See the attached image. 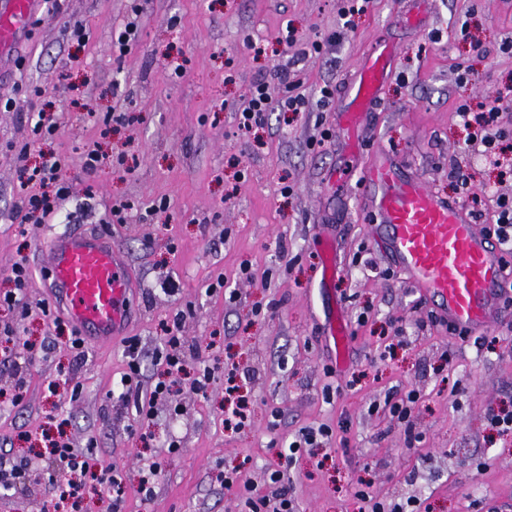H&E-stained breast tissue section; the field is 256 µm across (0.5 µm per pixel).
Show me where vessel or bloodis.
<instances>
[{"label":"vessel or blood","mask_w":512,"mask_h":512,"mask_svg":"<svg viewBox=\"0 0 512 512\" xmlns=\"http://www.w3.org/2000/svg\"><path fill=\"white\" fill-rule=\"evenodd\" d=\"M38 0H0V51L9 50ZM393 52L375 47L350 88L346 131H358L378 96ZM372 195V240L415 287L435 297L449 324L476 334L502 321L500 255L477 229L467 209L435 197L424 186L398 176L387 158L368 170ZM47 289L82 334L109 344L125 336L132 320L136 284L121 248L109 234L69 229L45 243Z\"/></svg>","instance_id":"b4317fda"}]
</instances>
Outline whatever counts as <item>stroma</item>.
<instances>
[{"label":"stroma","instance_id":"1","mask_svg":"<svg viewBox=\"0 0 512 512\" xmlns=\"http://www.w3.org/2000/svg\"><path fill=\"white\" fill-rule=\"evenodd\" d=\"M409 3L373 0L334 42L338 0H60L56 14L45 0L15 60L0 65V98L16 100L14 111L0 112V291L12 288L11 265L25 257L34 308L11 323L21 339L52 349L30 367L16 406L12 366L0 356V450L48 467L41 432L59 414L75 447L96 438L95 463L122 469V512H233L237 492L225 489V471L240 469L254 494H269L268 472L289 440L345 418V440L304 452L290 471L301 512H359L353 488L360 479L381 498L420 497L427 512H472L476 500L484 512H512V434H497L485 416L488 406L512 404V319L491 328L499 339L493 352L483 334L454 335L375 248L360 190L382 151L437 197L470 206L478 226L491 223L497 197H512V174L485 163L456 115L462 102L480 108L512 79V50L501 47L512 38V0H425L422 29L400 21ZM75 22L84 41L65 32ZM288 25L300 37L295 51L323 43L322 55L302 64L303 92L318 98L328 83L335 97L324 109L270 113L241 135L235 112L254 81L287 63L278 36ZM250 41L262 55L247 50ZM377 41L392 46L394 68L353 141L339 124L346 80ZM462 64L473 82H458ZM36 86L58 90V130L47 141L33 139L43 106ZM23 147L31 164L50 151L61 156L70 188L57 214L24 237L16 174ZM90 149L109 158L92 175L82 170ZM456 166L471 173V194L458 192ZM285 185L291 194H282ZM121 203L131 210L118 224L111 211ZM68 228L108 231L124 251L137 283L129 333L144 348L145 382L161 371L155 352L165 323L192 308L182 324L186 361L249 370V427L225 435L220 379L207 394L186 390L158 402L148 419L115 406L126 370L121 345L89 343L76 354L36 308L48 296L41 244ZM244 263L252 277L240 284ZM220 277L238 285L236 301L208 293ZM168 280L175 293L163 292ZM273 300V315H255ZM333 311L351 336L342 359L327 333ZM396 322L404 336L391 357L379 359L380 339L393 335ZM59 375L82 383L77 400L49 390ZM329 384L342 387L330 400ZM393 386L421 395L413 413L421 444L408 445L403 427L371 410ZM147 458L164 465L148 497L139 490Z\"/></svg>","mask_w":512,"mask_h":512}]
</instances>
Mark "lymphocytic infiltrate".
I'll use <instances>...</instances> for the list:
<instances>
[{
	"label": "lymphocytic infiltrate",
	"mask_w": 512,
	"mask_h": 512,
	"mask_svg": "<svg viewBox=\"0 0 512 512\" xmlns=\"http://www.w3.org/2000/svg\"><path fill=\"white\" fill-rule=\"evenodd\" d=\"M304 57V56H303ZM295 56L287 67H273L269 77L257 79L251 85L245 105L238 111V128L243 133H251L259 126L267 113L307 112L312 106L327 107L335 95L332 85L319 89L318 100H311L302 92V83L292 77V67L303 61ZM276 79L283 86L280 99L274 100L268 94L269 79ZM512 104V85L498 89L484 111H472L469 105H460L457 116L462 125L470 129L473 139L479 140L486 163L501 166L500 142L507 137L505 131L497 125V114L502 107ZM62 165L55 154L43 156L41 163L19 168V189L25 194L26 213L24 222L39 224L54 216L68 194V188L61 180ZM484 231L488 238L494 239L503 255L501 270L505 288L512 292V198L501 197L496 201V210L492 224ZM187 316L179 311L173 319L174 328L168 331L162 340V352L158 358L162 371L153 387H144L142 383L141 361L144 349L138 338L129 337L122 343V355L126 361V371L120 379L122 391L118 396L120 405H134L138 416L151 417L158 400H170L174 397V387L180 379H187L189 388L195 393H207L215 381V366L201 361L187 366L185 360L186 340L179 336ZM224 429L235 433L242 429L250 419L252 410L248 399L240 395L239 382L243 372L239 366L225 368L224 372ZM332 438L330 427L305 431L301 437L292 440L288 449L282 452L275 469L268 473L272 487L270 495L256 497L244 492L240 501L248 512H299V503L284 480L290 469L301 455L303 449L318 447L320 441ZM48 458L56 462L57 467L49 476L34 472L29 459L8 453H0V491L9 492L28 483L48 481L52 491V503L55 512H62L64 506H71L78 512L87 494L106 491L112 495L114 512H119L124 501L125 485L121 469L108 466L94 468L89 462V452L73 447L69 441L60 439L49 443Z\"/></svg>",
	"instance_id": "1"
}]
</instances>
